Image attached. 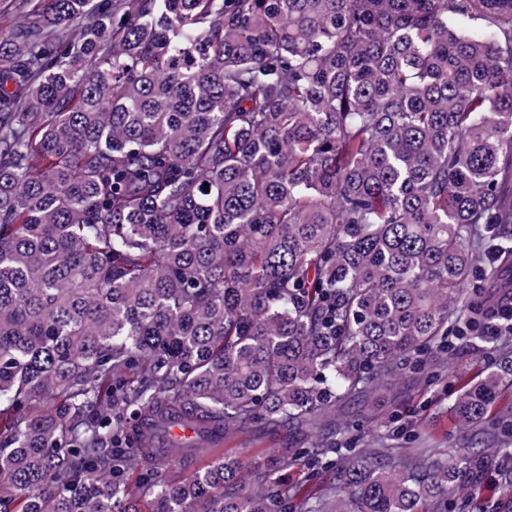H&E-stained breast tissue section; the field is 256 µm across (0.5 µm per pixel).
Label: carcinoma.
Wrapping results in <instances>:
<instances>
[{"instance_id":"1","label":"carcinoma","mask_w":512,"mask_h":512,"mask_svg":"<svg viewBox=\"0 0 512 512\" xmlns=\"http://www.w3.org/2000/svg\"><path fill=\"white\" fill-rule=\"evenodd\" d=\"M43 2L0 30V512L474 501L512 345L452 405L481 452L324 434L483 337L484 243L512 286V0ZM260 425L299 447L218 444Z\"/></svg>"}]
</instances>
